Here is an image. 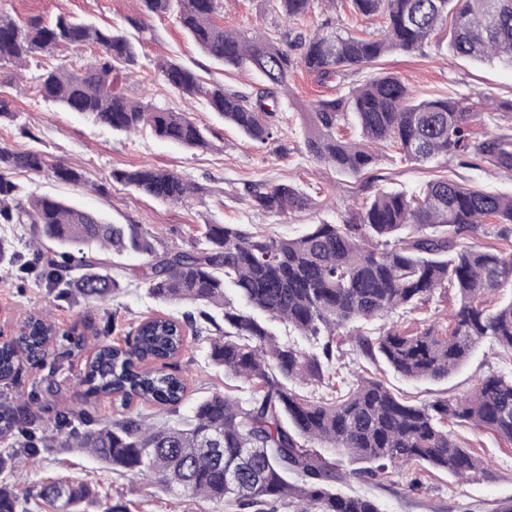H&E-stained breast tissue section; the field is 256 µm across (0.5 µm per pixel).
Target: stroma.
<instances>
[{
    "mask_svg": "<svg viewBox=\"0 0 512 512\" xmlns=\"http://www.w3.org/2000/svg\"><path fill=\"white\" fill-rule=\"evenodd\" d=\"M5 8L14 17L41 16L51 19L69 15L105 29L125 27L130 21L145 20L138 32L140 42L136 65L119 86L130 97L162 108L186 112L196 122L211 128L210 145L187 150L157 139L149 133L116 134L91 117L64 111L45 100L37 89L39 73L53 63L52 58L32 60L23 87L9 83L8 68L0 67V99L8 101L11 117L0 119V145L33 149L43 154L48 167L40 172L18 171L12 179L22 197L50 195L102 213L115 224H139L146 229L155 247L190 249L198 242L197 229L207 222L244 224L254 232L291 237L311 224H336L358 203L378 191L420 190L432 179L445 176L493 193H512V174L485 165H465L457 158H441L420 165L406 160L398 149L386 147L369 174L341 176L307 152L304 114L315 101L339 97L380 73L399 77L416 97L452 96L479 111L472 127L475 139L482 140L502 127H512V113L494 112L487 100H512V68L493 62L467 61L454 57L446 40L434 39L412 53H391L375 65L349 70L334 78L319 80L305 70H295L289 93L282 97L275 124L278 140L260 144L246 139L215 114L209 112L203 92L220 84L228 91L256 92L260 77L250 69L224 68L212 63L187 37L175 16L144 18L141 0H7ZM332 20L345 30L365 35L378 34L382 18H357L348 0H315L301 20L286 24L271 12L268 0H224L218 21L225 29L241 33L262 32L274 38L283 34L312 35L324 20ZM161 58L191 67L203 88L188 97L175 92L156 67ZM63 162L82 173L81 184L56 179L52 164ZM151 166L178 174L201 186L202 191L186 204H167L142 195L132 187L114 182L116 169ZM290 183L309 195L312 207L275 216L258 209L248 190L252 187ZM119 275L121 291L102 305L86 303L80 295L57 298L55 290L37 272L21 273L17 268L0 270V342L15 336L26 314L35 309L50 313L55 322L80 337L78 347L51 346L49 357L40 365L21 362L16 378L0 383V411L21 405L30 394H38L51 408H84L101 421L129 413L152 416L147 404L122 407L119 399L88 395L80 380L100 343L125 346L131 332L146 317L162 312V305L150 298L138 278L143 257L124 258ZM458 306L455 289L438 290L422 309L397 312L361 325H349L341 332L340 355L348 371L359 368L352 338L357 333L376 335L393 328L405 335L434 328L445 334L448 316ZM210 335L184 331V348L177 360L187 391L179 407L189 416L196 401L216 392L241 395L237 379L225 375L208 358ZM370 376L384 381L413 402L432 401L467 394L484 376L512 371V354L484 343L458 372L441 382L409 381L384 365L368 368ZM453 434L467 448L488 463L486 473L461 483L447 473L418 466L397 468L374 486L354 477L353 463H345L349 490L378 499L382 512H498L501 504H512V443L492 431L453 427ZM59 476L88 483L98 493L87 512H100L101 504L119 506L121 512H229L224 504L201 497L173 495L159 487L145 486L129 472L112 470L90 457L68 448H44L35 464L22 476L0 472V485L24 479L26 485Z\"/></svg>",
    "mask_w": 512,
    "mask_h": 512,
    "instance_id": "stroma-1",
    "label": "stroma"
}]
</instances>
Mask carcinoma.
I'll list each match as a JSON object with an SVG mask.
<instances>
[{"label":"carcinoma","mask_w":512,"mask_h":512,"mask_svg":"<svg viewBox=\"0 0 512 512\" xmlns=\"http://www.w3.org/2000/svg\"><path fill=\"white\" fill-rule=\"evenodd\" d=\"M291 21L313 0H269ZM361 17L382 16L385 30L374 37L352 35L328 23L313 35L278 43L247 36L215 21L221 0H142L144 15L174 13L184 32L212 61L250 67L263 85L256 94L230 92L216 84L201 91L195 72L163 59L167 84L183 96L200 92L210 111L246 138L264 144L273 137L278 95L287 92L295 69L327 78L375 63L390 52L411 53L438 34L447 20L448 50L460 58L496 59L512 66V0H351ZM95 44L100 53L75 64L62 58L38 76L46 100L68 112L87 114L119 133L148 128L185 148L209 145V129L184 112L126 96L115 87L120 67L133 66L138 43L114 27L100 29L60 14L45 23H22L0 9V64L16 68L37 55L55 56L69 47ZM481 116L451 96L419 99L397 76L380 74L346 96L319 99L306 113L305 144L319 162L358 177L376 163L375 147L394 144L404 157L428 163L439 157L473 159L512 172V128L483 141L472 137ZM353 121L361 139L337 134ZM45 158L35 150L0 147V224H27L32 262L19 263L13 246L0 238V267L40 277L57 297L72 289L88 303L120 290L95 252L147 257L141 280L164 305L192 306L182 317L141 322L124 351L103 343L82 383L92 395H116L162 415L178 412L184 379L166 371L184 347V326L213 330L208 357L225 374L251 389L246 400L214 392L196 402L182 424H157L132 414L102 422L84 409L59 410L42 422L27 407L0 414V471L15 472L52 440L79 448L114 470L143 476L172 493L225 502L240 512H381L377 499L348 494L342 461L320 452L333 448L361 464L356 474L381 483L389 470L427 464L460 480L485 471L483 460L461 446L448 425L487 428L512 442V374H491L453 399L411 404L380 380L358 373L350 381L336 367V333L349 324L415 310L448 286L460 303L448 333L427 329L404 336L388 329L354 338L363 361L387 364L402 377L439 380L457 372L483 342L512 353V255L469 245L486 219L512 224V194L487 192L440 177L415 194L379 192L339 224H311L294 237H273L242 224L200 225V245L158 251L139 224H113L101 214L50 196L19 198L15 170L39 172ZM112 180L160 202L178 204L202 188L177 174L152 167L114 170ZM255 206L277 216L307 208L312 199L291 184L250 191ZM499 296L495 309L486 299ZM313 349L277 335L270 322ZM59 326L44 312L29 315L19 334L0 344V381L17 373L20 356L45 360ZM315 383L326 393L310 400L296 384ZM98 493L67 476L41 482L19 494L0 485V512H85Z\"/></svg>","instance_id":"obj_1"}]
</instances>
